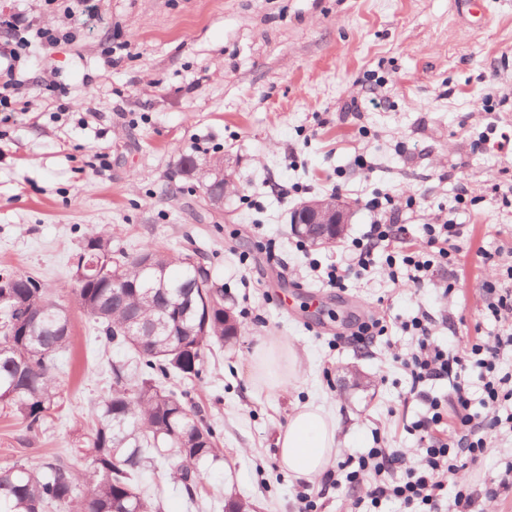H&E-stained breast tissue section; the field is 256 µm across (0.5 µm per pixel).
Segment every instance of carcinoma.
Here are the masks:
<instances>
[{
	"mask_svg": "<svg viewBox=\"0 0 512 512\" xmlns=\"http://www.w3.org/2000/svg\"><path fill=\"white\" fill-rule=\"evenodd\" d=\"M81 253L112 259L109 272L76 283L75 294L96 339L125 348L138 376L112 365L110 391L87 437L85 468L62 456L40 468L18 462L0 467V512H160L138 481L144 466L169 457L192 501L203 481L201 465L217 457V436L201 409L173 385L199 378L206 351L237 336L238 324L224 319V286L211 282L203 266L188 264L187 254L172 258L150 247L132 255L114 251L102 231L85 238ZM144 254L154 269H141ZM2 276L13 281L15 318L28 309L42 311L34 324L0 331V405L33 433L62 408L57 357L71 346L72 323L38 279ZM132 316L141 330L127 334L124 323ZM162 316L168 329L147 335V326Z\"/></svg>",
	"mask_w": 512,
	"mask_h": 512,
	"instance_id": "1",
	"label": "carcinoma"
}]
</instances>
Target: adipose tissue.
Segmentation results:
<instances>
[{"mask_svg": "<svg viewBox=\"0 0 512 512\" xmlns=\"http://www.w3.org/2000/svg\"><path fill=\"white\" fill-rule=\"evenodd\" d=\"M251 380L266 391H278L298 380L303 359L291 344L271 339L260 342L248 360ZM279 462L295 479L323 477L336 453V421L321 404L308 400L296 404L276 439Z\"/></svg>", "mask_w": 512, "mask_h": 512, "instance_id": "ef3b65f1", "label": "adipose tissue"}]
</instances>
